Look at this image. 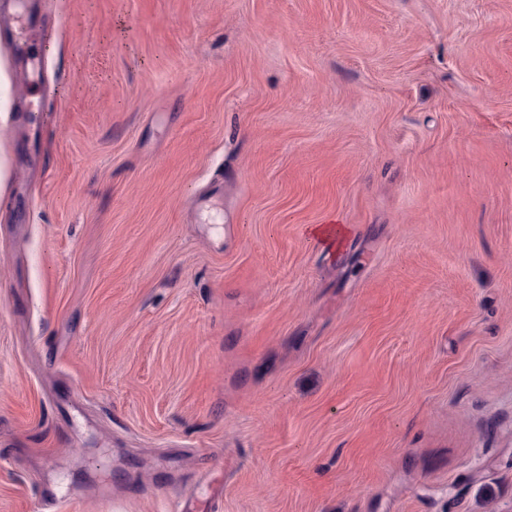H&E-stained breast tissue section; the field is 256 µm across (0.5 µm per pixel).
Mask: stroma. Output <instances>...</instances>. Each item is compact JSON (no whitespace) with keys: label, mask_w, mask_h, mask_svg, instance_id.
Instances as JSON below:
<instances>
[{"label":"stroma","mask_w":512,"mask_h":512,"mask_svg":"<svg viewBox=\"0 0 512 512\" xmlns=\"http://www.w3.org/2000/svg\"><path fill=\"white\" fill-rule=\"evenodd\" d=\"M31 2L0 512H512V0Z\"/></svg>","instance_id":"obj_1"}]
</instances>
